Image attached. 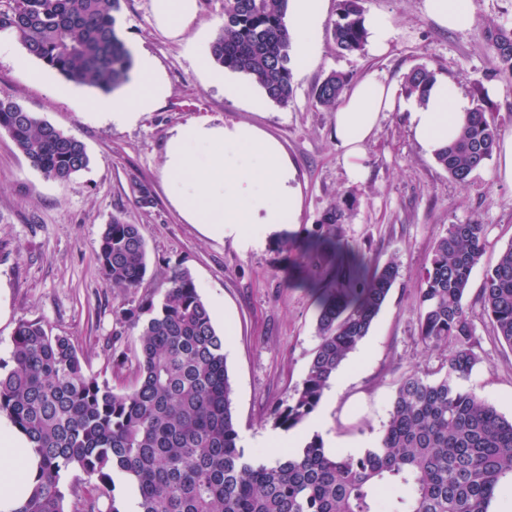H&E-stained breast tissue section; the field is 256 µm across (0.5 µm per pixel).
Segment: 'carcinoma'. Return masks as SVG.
Here are the masks:
<instances>
[{
    "label": "carcinoma",
    "mask_w": 512,
    "mask_h": 512,
    "mask_svg": "<svg viewBox=\"0 0 512 512\" xmlns=\"http://www.w3.org/2000/svg\"><path fill=\"white\" fill-rule=\"evenodd\" d=\"M288 0H224V22L210 45L214 62L249 76L269 100L293 99V33ZM121 0H8L0 29L12 30L24 49L66 80L111 93L129 79L130 50L120 37ZM362 0H339L332 36L341 52L364 49ZM491 40L512 75V30ZM434 74L411 70L406 94L423 93ZM349 83L330 73L313 89L334 110ZM0 131L34 169L67 181L88 168L84 143L38 119L14 98L0 96ZM502 129L481 107L469 112L460 135L436 155L457 182L491 157ZM486 228L450 224L434 244L419 280L420 335L429 351L448 345V370L438 378L411 374L398 385L379 445L363 455L338 456L315 436L273 460L246 455L232 410L224 337L191 276L168 278L154 295L116 312L122 326L139 328L136 380L116 392L88 374L68 335L40 320L19 322L10 360L0 359V413L29 439L41 459L32 493L18 512H66L62 474L95 480L97 497L77 512H100L114 477L133 484L139 512H376L379 491L394 489L387 512H489L498 481L512 474V420L456 381L478 363L475 331L465 300L485 249ZM97 258L106 282L135 293L147 273L144 237L136 224L114 216L102 232ZM388 262L370 267L355 255L336 269V292L321 303L319 343L292 403L275 413L291 429L318 405L340 364L368 335L398 278ZM497 338L512 348V244L487 269L477 293Z\"/></svg>",
    "instance_id": "cac0c4a2"
}]
</instances>
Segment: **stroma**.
I'll return each instance as SVG.
<instances>
[{
    "label": "stroma",
    "mask_w": 512,
    "mask_h": 512,
    "mask_svg": "<svg viewBox=\"0 0 512 512\" xmlns=\"http://www.w3.org/2000/svg\"><path fill=\"white\" fill-rule=\"evenodd\" d=\"M198 11L181 37L156 29L152 0H122L120 35L131 53L148 54L164 73L170 93L131 126L98 120L95 104L105 94L82 85L74 98H59L62 81L37 59L19 67L25 50L14 34L0 29V94L12 96L36 117L71 134L86 146L88 169L70 180L46 179L0 133V358L22 320H40L55 334L71 336L87 372L115 390L136 375L137 329L119 326L115 313L132 296L106 284L97 261L103 227L112 216L139 225L146 243L144 292L162 297L168 277L188 271L224 338L233 388V414L246 453L264 461L282 455L265 442L277 432L271 412L290 404L319 343L321 291L335 289L336 250L307 258L305 245L328 234L322 215L338 206L344 220L339 246L357 249L369 265L395 262L399 275L368 335L342 363L349 378L328 410L327 433L352 438L364 448L378 441L399 380L418 372H446L449 348L425 350L419 326V278L435 241L452 224H484L486 247L470 278L478 291L486 267L512 245V183L495 177L488 160L466 183L453 180L416 143L406 117L386 113L365 145L366 179L347 177L333 136V114L317 104L312 88L334 71L351 81L376 75L402 84L416 67L448 77L472 104L483 106L512 134V76L500 69L488 32L512 29V0H473L469 30L439 26L424 0H364L365 11L391 15L393 37L385 53L371 48L340 52L331 36L338 0H327L316 35L315 58L307 71H294L288 106L270 101L261 88L231 98L202 65L224 21V0H197ZM43 71L42 80L30 73ZM214 125L247 123L277 139L297 171L303 206L297 224L272 233L257 245L215 237L203 225L187 223L169 198L164 172L166 141L173 129L193 120ZM145 182L153 203L144 207L133 189ZM479 362L461 379L501 415L512 418V347L494 338L479 303L467 299ZM125 363L114 369L111 354Z\"/></svg>",
    "instance_id": "35a3bbf8"
}]
</instances>
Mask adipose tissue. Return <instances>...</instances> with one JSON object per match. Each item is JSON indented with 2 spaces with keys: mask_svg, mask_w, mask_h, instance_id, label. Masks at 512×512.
<instances>
[{
  "mask_svg": "<svg viewBox=\"0 0 512 512\" xmlns=\"http://www.w3.org/2000/svg\"><path fill=\"white\" fill-rule=\"evenodd\" d=\"M291 2L294 63L302 71L315 51L314 33L324 17L325 0ZM424 6L440 26L451 30L465 31L475 22L472 0H425ZM152 11L157 29L177 37L195 20L197 0H152ZM168 93L154 63L138 57L133 77L103 101L100 118L118 127L134 124ZM470 108L469 99L442 77L428 85L422 99L372 76L357 82L344 93L333 117L336 147L350 181H364L363 147L384 113H405L415 140L432 156L455 139ZM196 148L204 153V162L194 159ZM165 172L184 218L213 235L252 241L254 225L269 234L296 223L302 210L296 171L287 154L277 141L246 123L179 127L167 142ZM39 464L12 422L0 419V512H18Z\"/></svg>",
  "mask_w": 512,
  "mask_h": 512,
  "instance_id": "1",
  "label": "adipose tissue"
}]
</instances>
